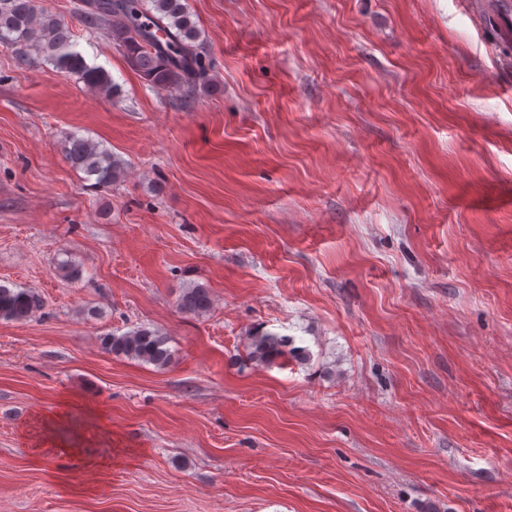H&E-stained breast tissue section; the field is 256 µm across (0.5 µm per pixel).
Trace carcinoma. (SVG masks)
I'll list each match as a JSON object with an SVG mask.
<instances>
[{
	"label": "carcinoma",
	"instance_id": "carcinoma-1",
	"mask_svg": "<svg viewBox=\"0 0 512 512\" xmlns=\"http://www.w3.org/2000/svg\"><path fill=\"white\" fill-rule=\"evenodd\" d=\"M72 14L90 34H99L123 54L127 65L149 85L179 90L185 95L209 86L211 61L198 43L200 32L192 21L187 0H76ZM77 35L70 24L38 5V0H0V45L27 59H44L62 73L75 76L91 90L112 96L115 84L103 69L87 63L76 50ZM62 152L73 168L94 188H109L124 176V162L99 143L72 134ZM178 309L201 317L212 307L210 288L196 284L181 291ZM43 308L32 290L0 285V320L24 322ZM102 349L116 356L151 364L169 365L168 338L146 326L100 336ZM246 358L258 366L280 359L304 364L309 349L293 346L286 335L256 331L248 336Z\"/></svg>",
	"mask_w": 512,
	"mask_h": 512
}]
</instances>
